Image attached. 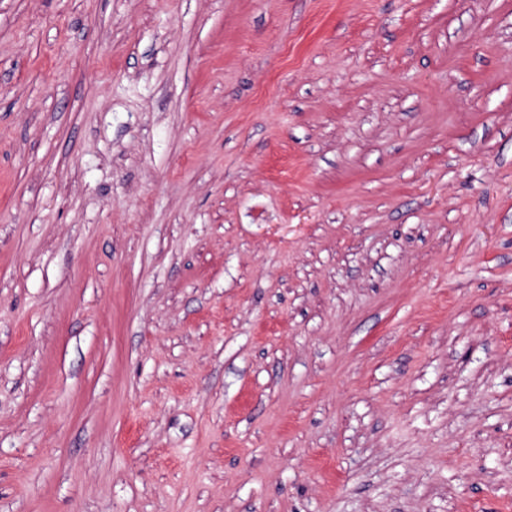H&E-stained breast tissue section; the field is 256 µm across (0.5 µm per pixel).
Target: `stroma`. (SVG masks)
Instances as JSON below:
<instances>
[{
  "label": "stroma",
  "instance_id": "35a3bbf8",
  "mask_svg": "<svg viewBox=\"0 0 512 512\" xmlns=\"http://www.w3.org/2000/svg\"><path fill=\"white\" fill-rule=\"evenodd\" d=\"M0 512H512V0H0Z\"/></svg>",
  "mask_w": 512,
  "mask_h": 512
}]
</instances>
